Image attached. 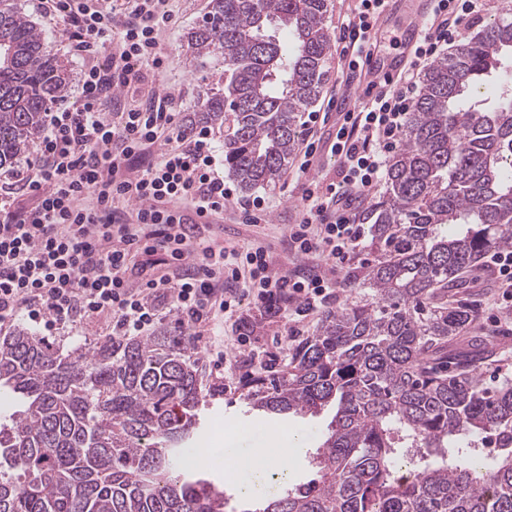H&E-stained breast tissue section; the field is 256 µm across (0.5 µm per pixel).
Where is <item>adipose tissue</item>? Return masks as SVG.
I'll return each mask as SVG.
<instances>
[{
  "instance_id": "ef3b65f1",
  "label": "adipose tissue",
  "mask_w": 512,
  "mask_h": 512,
  "mask_svg": "<svg viewBox=\"0 0 512 512\" xmlns=\"http://www.w3.org/2000/svg\"><path fill=\"white\" fill-rule=\"evenodd\" d=\"M292 454V449L285 445L274 455L265 448L251 449L247 454L229 459L227 478L235 482L241 495H251L262 489L268 477L287 476L288 460Z\"/></svg>"
}]
</instances>
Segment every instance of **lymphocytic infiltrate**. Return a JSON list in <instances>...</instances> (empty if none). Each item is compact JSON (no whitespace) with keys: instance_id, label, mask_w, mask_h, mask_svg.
Masks as SVG:
<instances>
[{"instance_id":"lymphocytic-infiltrate-1","label":"lymphocytic infiltrate","mask_w":512,"mask_h":512,"mask_svg":"<svg viewBox=\"0 0 512 512\" xmlns=\"http://www.w3.org/2000/svg\"><path fill=\"white\" fill-rule=\"evenodd\" d=\"M90 65L80 73L72 107L48 115V129L19 182L29 204L0 192V329L17 316L47 331L76 318L112 317V340L145 335L164 314L187 326L189 343L207 337L210 350L236 352L255 329L244 307L286 335L303 333L305 319L337 299L341 274L359 259L367 227L362 212L386 176L426 68L460 41L462 29L486 9L485 0H432L423 34L404 70L381 97L345 113L332 153L335 181L310 177L327 114L309 113L310 133L296 165L305 183L302 216L288 227L287 244L306 258L303 268L275 269L267 247H214L196 239L180 212L239 213L258 224L270 199L239 197L224 178V158L211 130L187 125L164 85L128 98L129 89L169 66L160 37L171 25L174 0H45ZM388 0H355L336 38L345 86L363 78V55L378 50L371 38ZM120 113L112 121L109 108ZM164 251L176 276H145L133 283L136 258ZM202 255L190 262L191 251ZM499 286L490 321H512V248L488 253Z\"/></svg>"}]
</instances>
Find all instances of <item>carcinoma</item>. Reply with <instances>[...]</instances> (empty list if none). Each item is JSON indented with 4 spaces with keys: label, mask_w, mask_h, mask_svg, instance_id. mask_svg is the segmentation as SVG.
<instances>
[{
    "label": "carcinoma",
    "mask_w": 512,
    "mask_h": 512,
    "mask_svg": "<svg viewBox=\"0 0 512 512\" xmlns=\"http://www.w3.org/2000/svg\"><path fill=\"white\" fill-rule=\"evenodd\" d=\"M328 0H208L187 35L205 95L190 121L224 132V167L249 192L280 180L297 125L327 79ZM283 31L290 46L280 43ZM512 82V18L433 62L368 216L371 297L327 309L288 363L251 374L245 404L287 418L336 412L312 478L231 504L189 464L203 409L224 383L160 331L62 352L17 329L0 337V512H512V378L489 385L448 342L474 312L448 299L460 273L512 246V91L488 111L476 86ZM72 81L19 0H0V167L25 155ZM494 444L487 461L477 447ZM415 471L401 482L402 467Z\"/></svg>",
    "instance_id": "obj_1"
}]
</instances>
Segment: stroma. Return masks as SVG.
I'll return each mask as SVG.
<instances>
[{"instance_id": "35a3bbf8", "label": "stroma", "mask_w": 512, "mask_h": 512, "mask_svg": "<svg viewBox=\"0 0 512 512\" xmlns=\"http://www.w3.org/2000/svg\"><path fill=\"white\" fill-rule=\"evenodd\" d=\"M207 0H178L172 25L164 36V48L170 56V68L163 78L174 92L178 109L183 116L194 112L204 92L205 83L200 72L190 61L183 35L193 27L205 12ZM275 200L274 211L268 222L243 224L232 213H225L223 221L200 225L197 234L215 246L247 245L259 241L271 246L279 268L291 269L292 263L284 245L283 236L289 224L296 222L301 212V185L293 173H285L281 180L267 190ZM496 284L489 271L477 268L467 273L456 293L458 298H475V333L487 337L490 358L483 371L487 382H496L500 369L512 362V335H506L504 327L493 326L487 319L488 302L496 294ZM20 327L30 328L36 335H48L50 342L68 350L73 346L106 338L112 328V319L102 313L91 319H77L66 330L46 333L39 325L20 320ZM245 372H238L224 388V397L210 405L209 422L199 433L202 447L209 453L208 472L215 480L224 478V459L227 449L247 451L251 448H267L272 444V434H279L289 445L301 447L302 452L288 466L291 482L309 479L310 471L305 449L314 447L330 421V414L314 419H292L288 422L270 423L268 418L246 413L242 398L247 392Z\"/></svg>"}]
</instances>
